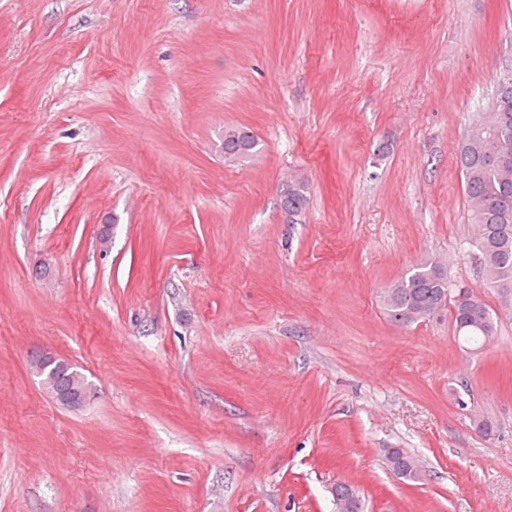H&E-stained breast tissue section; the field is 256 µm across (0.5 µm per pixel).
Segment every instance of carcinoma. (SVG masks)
<instances>
[{
  "label": "carcinoma",
  "mask_w": 512,
  "mask_h": 512,
  "mask_svg": "<svg viewBox=\"0 0 512 512\" xmlns=\"http://www.w3.org/2000/svg\"><path fill=\"white\" fill-rule=\"evenodd\" d=\"M505 113L512 118V97L506 101L493 98L458 147L455 164L463 178V192L474 225L471 257L479 267L482 285L491 289L501 308L511 310L512 297L505 298V289L512 290V214L504 217L502 203H512V165L499 169L486 163L491 153L512 156V127L500 129ZM255 147L256 141L248 133L224 131V155L245 158ZM307 196L308 184L295 178L286 185L283 206L297 212L306 205ZM383 305L390 321L400 326L430 319L449 306L455 336L478 348L497 335V313L479 292L451 283L445 267L433 259L419 262L386 289ZM50 366L52 383H44L48 392H89L85 377L65 361L58 359ZM408 457L410 454L397 448L387 458L388 466L397 477L418 481L421 471L407 466Z\"/></svg>",
  "instance_id": "cac0c4a2"
}]
</instances>
